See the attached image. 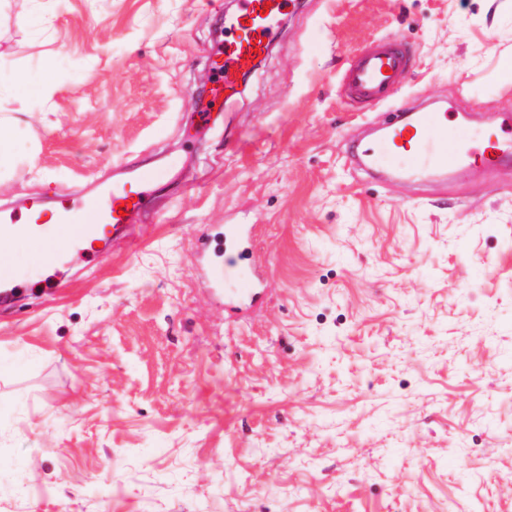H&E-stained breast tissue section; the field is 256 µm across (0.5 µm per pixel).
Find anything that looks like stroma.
I'll return each instance as SVG.
<instances>
[{
    "label": "stroma",
    "mask_w": 512,
    "mask_h": 512,
    "mask_svg": "<svg viewBox=\"0 0 512 512\" xmlns=\"http://www.w3.org/2000/svg\"><path fill=\"white\" fill-rule=\"evenodd\" d=\"M238 0H10L0 209L163 171L146 234L19 275L0 308V512H512V157L355 164L388 108L339 95L384 41L396 104L478 140L512 113V0H288L243 93L193 97ZM52 63L45 88L9 77ZM209 224L254 228L230 317ZM16 118H6L0 116V184L2 171L8 169L13 154V140L11 137V127L17 123ZM239 288L230 289L229 293L225 292V305L231 306L232 310L238 309L242 304L252 303L259 294V284L254 281L244 280L241 274Z\"/></svg>",
    "instance_id": "obj_1"
}]
</instances>
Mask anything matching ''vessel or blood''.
Instances as JSON below:
<instances>
[{
    "mask_svg": "<svg viewBox=\"0 0 512 512\" xmlns=\"http://www.w3.org/2000/svg\"><path fill=\"white\" fill-rule=\"evenodd\" d=\"M282 0H243L239 18L232 23L233 36L224 47V64L219 70L221 90H234L237 77L251 68L257 53L265 52L274 22L281 13ZM405 56L391 44L379 45L350 65L344 82L348 95L368 103L385 100L405 70ZM512 139V114L501 117L498 133L471 146L448 140V115L444 112H417L389 124L385 138L365 150L369 168L393 164L406 156L412 167L430 164L443 170L455 167L463 158L473 159L486 170L498 168L506 157L503 140ZM161 180L152 168L131 170L127 180L112 184L97 195L79 200L58 192L53 203L29 199L23 215L0 216V239L22 238L45 257L79 249L93 250L108 236L125 237L153 200ZM19 278L12 257L0 252V307L14 299ZM259 285L240 281L225 295L226 305L239 308L253 302Z\"/></svg>",
    "mask_w": 512,
    "mask_h": 512,
    "instance_id": "b4317fda",
    "label": "vessel or blood"
}]
</instances>
